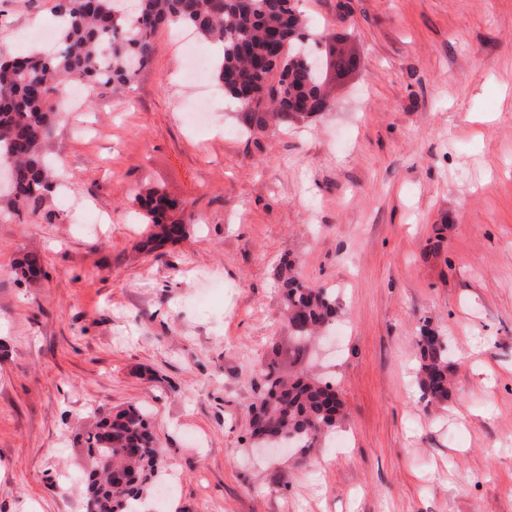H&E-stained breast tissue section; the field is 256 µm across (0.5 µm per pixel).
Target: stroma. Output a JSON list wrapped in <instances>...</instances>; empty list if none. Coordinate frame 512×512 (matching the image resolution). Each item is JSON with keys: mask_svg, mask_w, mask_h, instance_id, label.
<instances>
[{"mask_svg": "<svg viewBox=\"0 0 512 512\" xmlns=\"http://www.w3.org/2000/svg\"><path fill=\"white\" fill-rule=\"evenodd\" d=\"M54 2L0 0V43L33 50ZM297 5L332 38L319 117L246 135L211 81L190 126L165 29L126 104L84 90L61 113L57 189L0 219V512H85L73 437L129 404L163 450L148 512H512V0ZM149 187L189 232L146 253ZM287 260L336 290L337 336L303 363L345 417L265 457L249 409L291 360ZM425 323L452 348L440 405L415 384Z\"/></svg>", "mask_w": 512, "mask_h": 512, "instance_id": "stroma-1", "label": "stroma"}]
</instances>
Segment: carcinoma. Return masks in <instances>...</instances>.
<instances>
[{"label": "carcinoma", "instance_id": "obj_1", "mask_svg": "<svg viewBox=\"0 0 512 512\" xmlns=\"http://www.w3.org/2000/svg\"><path fill=\"white\" fill-rule=\"evenodd\" d=\"M125 0H56L60 28L52 53L33 50L11 56L0 50V163L12 168L4 217L23 219L56 187L44 144L54 132L61 96L77 81L91 90L117 95L149 66L155 33L178 25L220 49L214 78L238 107L247 132L286 127L322 113L326 93L318 63L300 56L310 32L295 0H135L124 17ZM151 232L142 247L176 241L187 233L180 206L155 189L136 195ZM281 275L284 315L301 356L314 335L336 318V295ZM41 272L40 260L26 255L15 274ZM417 382L430 402L448 401L451 383L448 343L420 328ZM265 390L252 414V437L260 444L281 442L306 453L335 431L342 419L336 382L302 370L281 377L270 364ZM89 461L85 474L86 512H141L149 482L157 476L162 449L143 408L128 406L99 413L76 435Z\"/></svg>", "mask_w": 512, "mask_h": 512}]
</instances>
